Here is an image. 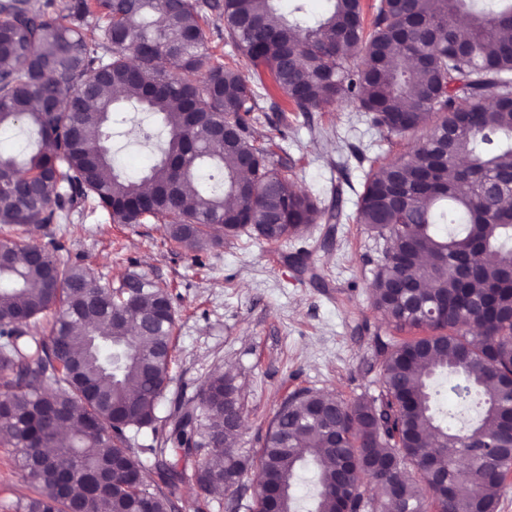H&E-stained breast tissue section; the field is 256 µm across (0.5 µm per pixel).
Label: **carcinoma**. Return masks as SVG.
Listing matches in <instances>:
<instances>
[{
  "mask_svg": "<svg viewBox=\"0 0 512 512\" xmlns=\"http://www.w3.org/2000/svg\"><path fill=\"white\" fill-rule=\"evenodd\" d=\"M281 2L72 0L63 22L27 0L0 3V134L27 125L38 139L29 156L0 153V224H51L91 197L112 223L154 219L200 252L245 229L278 242L317 223L321 212L288 167L255 144L256 92L209 52L214 13L297 111L352 104L386 140L431 125L367 175L356 215L390 242L368 283L372 306L431 335L381 347L376 398L288 396L255 459L236 448L242 406L226 373L178 401L164 447L135 448L131 434L157 435L170 380L168 285L132 272L102 288L46 247L1 243L0 441L39 485L18 512H172L184 476L174 456L196 458L205 493L254 465L278 476L253 512H299L306 466L316 476L312 512H422L428 498L437 512H496L512 468V38L503 37L512 0H380L368 35L360 0H330L316 20ZM131 110L153 117L137 129L144 145L166 135L138 179L112 154L116 118ZM52 310L49 335L26 336ZM445 375L476 421L436 407ZM369 483L378 494H366Z\"/></svg>",
  "mask_w": 512,
  "mask_h": 512,
  "instance_id": "obj_1",
  "label": "carcinoma"
}]
</instances>
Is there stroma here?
Wrapping results in <instances>:
<instances>
[{"label":"stroma","instance_id":"stroma-1","mask_svg":"<svg viewBox=\"0 0 512 512\" xmlns=\"http://www.w3.org/2000/svg\"><path fill=\"white\" fill-rule=\"evenodd\" d=\"M209 46L236 60L258 94L254 139L291 166L296 187L319 210L339 206L341 223L314 224L276 243L243 235L190 252L171 242L160 222L115 224L90 200L40 227L0 224V241L55 247L61 262L90 268L106 286H117L128 271L168 283L176 326L158 417L166 418L176 399L194 398L210 374L230 372L244 418L238 445L254 453L289 394L311 388L347 400L377 396L381 344L418 337V330H397L372 306L367 285L387 243L357 223L356 214L370 170L410 151L430 129L384 141L356 106L295 111L268 70L254 69L221 36L211 35ZM255 481L251 473L209 494L186 481L175 512H225L232 499L253 504ZM35 494L16 448L0 444V512H15Z\"/></svg>","mask_w":512,"mask_h":512}]
</instances>
